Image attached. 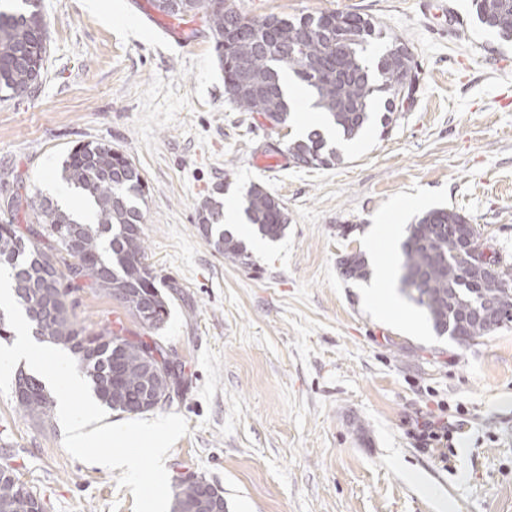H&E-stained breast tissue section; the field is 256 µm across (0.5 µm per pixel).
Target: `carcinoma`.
Segmentation results:
<instances>
[{
  "label": "carcinoma",
  "mask_w": 512,
  "mask_h": 512,
  "mask_svg": "<svg viewBox=\"0 0 512 512\" xmlns=\"http://www.w3.org/2000/svg\"><path fill=\"white\" fill-rule=\"evenodd\" d=\"M477 22L505 43L512 41V0H472ZM151 7L167 16H201L214 40V51L224 71V92L244 112L257 113L275 126L288 121L290 105L281 73L295 76L325 113L344 141L355 139L371 121L378 105L396 111L397 89L403 65L393 61L405 44L389 37L371 18L352 19L351 13L330 11L289 18L268 14L259 18L242 12L235 0L222 9L212 0H151ZM311 27V35L296 40L294 29ZM48 29L40 0H0V97L38 85L47 52ZM286 150L298 166L330 167L343 161L341 149L318 129ZM63 180L90 202L94 222L83 224L72 237L60 223L63 208L39 192L6 201L11 213L23 211L28 223L38 225L26 236L14 224H0V265L8 268L13 295L24 310L32 335L62 346L95 398L106 408L127 414L156 409L176 380L175 367L154 340L128 335L124 326L88 329L70 313L71 281L101 290L120 301L143 333L161 329L170 313L166 295L146 263L144 196L137 168L109 145L87 142L73 147L62 165ZM243 212L254 231L268 240L280 239L288 218L280 200L254 185L243 200ZM223 206L210 199L199 212L198 233L235 263L248 264L245 243L224 230ZM466 219L446 208H432L414 218L403 243L401 267L416 271L418 283L409 300L423 309L435 331L448 335L460 347L496 332L492 323L468 318L475 304L491 303L500 313H512V287L468 281V252L459 241ZM345 280L370 275L360 253L339 260ZM14 398L25 413L45 423L53 402L42 380L20 369L15 374ZM196 488L177 480L172 484L170 512H206L198 507ZM0 512H47L43 498L27 486L0 453Z\"/></svg>",
  "instance_id": "obj_1"
}]
</instances>
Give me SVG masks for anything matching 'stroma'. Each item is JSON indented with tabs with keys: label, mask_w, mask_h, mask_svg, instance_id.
<instances>
[{
	"label": "stroma",
	"mask_w": 512,
	"mask_h": 512,
	"mask_svg": "<svg viewBox=\"0 0 512 512\" xmlns=\"http://www.w3.org/2000/svg\"><path fill=\"white\" fill-rule=\"evenodd\" d=\"M237 0L251 16L356 12L411 50L416 90L389 126L360 135L332 168L298 166L288 141L311 129L239 110L201 22L162 23L148 0H42L47 62L34 92L0 99V199L55 194L73 146L112 145L145 183L148 262L170 302L153 337L177 361L159 414L188 423L165 460L224 489L226 512H512V326L467 348L404 301L414 326L381 319L338 262L387 264L414 217L465 216L512 269V44L471 0ZM274 155L273 169L257 158ZM263 185L288 213L275 242L246 231L249 265L196 230L204 201L241 206ZM90 329L139 332L123 307L75 290ZM446 407L447 460L416 423ZM48 512H133L121 469L73 459L59 420L0 396V445ZM416 471L420 482L408 480Z\"/></svg>",
	"instance_id": "1"
}]
</instances>
